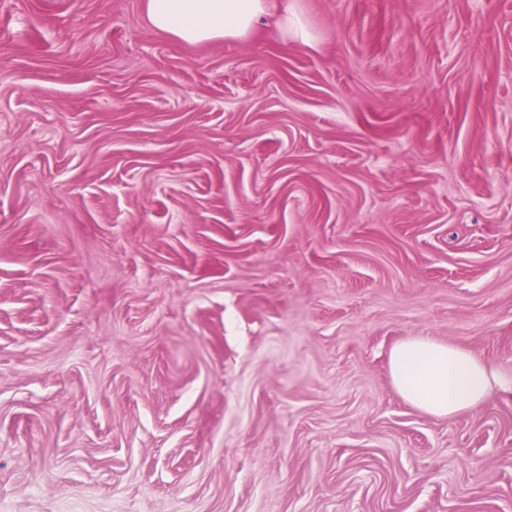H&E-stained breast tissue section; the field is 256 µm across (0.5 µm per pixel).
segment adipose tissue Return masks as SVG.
<instances>
[{
  "mask_svg": "<svg viewBox=\"0 0 512 512\" xmlns=\"http://www.w3.org/2000/svg\"><path fill=\"white\" fill-rule=\"evenodd\" d=\"M144 8L156 30L191 45L249 38L270 18L281 43L315 42L288 0H144ZM389 367L400 396L436 417L479 409L492 388H512V377L494 370L474 351L427 336L396 343Z\"/></svg>",
  "mask_w": 512,
  "mask_h": 512,
  "instance_id": "adipose-tissue-1",
  "label": "adipose tissue"
}]
</instances>
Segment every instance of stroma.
Instances as JSON below:
<instances>
[{
  "mask_svg": "<svg viewBox=\"0 0 512 512\" xmlns=\"http://www.w3.org/2000/svg\"><path fill=\"white\" fill-rule=\"evenodd\" d=\"M190 45L0 0V512H512V0H292ZM392 383L415 408L453 417L482 407L493 387L512 388L509 378L477 353L428 336H407L389 353Z\"/></svg>",
  "mask_w": 512,
  "mask_h": 512,
  "instance_id": "obj_1",
  "label": "stroma"
}]
</instances>
